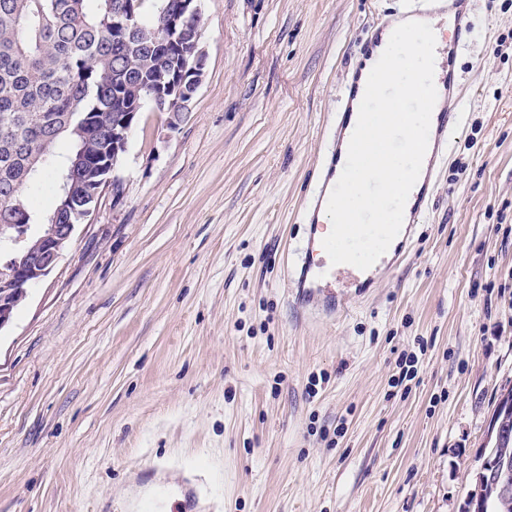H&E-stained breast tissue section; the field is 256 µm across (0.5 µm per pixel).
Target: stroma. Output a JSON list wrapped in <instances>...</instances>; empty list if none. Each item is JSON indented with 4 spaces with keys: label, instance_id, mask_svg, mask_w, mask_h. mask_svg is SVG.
<instances>
[{
    "label": "stroma",
    "instance_id": "1",
    "mask_svg": "<svg viewBox=\"0 0 512 512\" xmlns=\"http://www.w3.org/2000/svg\"><path fill=\"white\" fill-rule=\"evenodd\" d=\"M403 0H201L202 83L0 331V512H461L512 389V0L404 262L344 315L286 274L367 29ZM416 374L392 386L401 354Z\"/></svg>",
    "mask_w": 512,
    "mask_h": 512
}]
</instances>
